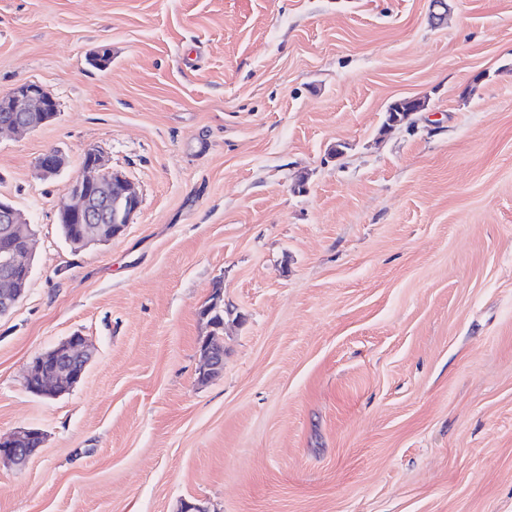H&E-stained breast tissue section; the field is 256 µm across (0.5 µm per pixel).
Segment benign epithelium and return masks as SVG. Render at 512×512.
Returning <instances> with one entry per match:
<instances>
[{
    "label": "benign epithelium",
    "instance_id": "7a95c632",
    "mask_svg": "<svg viewBox=\"0 0 512 512\" xmlns=\"http://www.w3.org/2000/svg\"><path fill=\"white\" fill-rule=\"evenodd\" d=\"M57 104L41 86L24 83L0 96V133L23 134L38 129L56 116ZM65 164L64 157L50 150L38 160L41 174L57 175ZM140 207V196L133 181L106 166L103 156L93 150L83 166V174L69 187L57 213L82 224L76 244L88 247L104 244L119 237ZM33 232L24 225L21 214L0 201V316L9 313L23 295V285L30 278L33 261ZM203 363L201 375L211 380L222 373L224 352L208 344L200 346ZM93 357V346L75 334L50 351L37 356L27 369V388L52 399L78 383ZM43 444V432L24 428L7 438L0 437V462L24 466L34 454L33 448H19L24 437Z\"/></svg>",
    "mask_w": 512,
    "mask_h": 512
}]
</instances>
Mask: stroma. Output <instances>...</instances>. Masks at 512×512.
<instances>
[{"label":"stroma","instance_id":"35a3bbf8","mask_svg":"<svg viewBox=\"0 0 512 512\" xmlns=\"http://www.w3.org/2000/svg\"><path fill=\"white\" fill-rule=\"evenodd\" d=\"M446 2L0 0V94L58 104L0 134L34 232L0 436L45 434L0 512H512V0ZM90 149L141 204L76 250L57 206ZM76 333L83 378L31 392ZM57 104L41 86L24 83L0 96V133L23 134L38 129L56 116ZM28 112L27 117L15 113ZM417 102L419 104L420 109H425V102L421 99H416L415 101L410 100L409 98L400 99L394 101L388 106V109L385 113V120L383 122V128H385L386 124L395 119H399L400 122H404L405 120H409L408 118L412 113L417 112ZM210 304V306H208ZM209 310L212 312L209 313ZM199 316L206 323L214 322L215 328L209 334L210 340L216 342V337L224 335V297L221 288H216L204 307L199 311ZM222 326V327H220ZM93 357V346L85 336L75 334L50 351L37 356L27 369V388L48 399L59 396L78 383ZM203 363L199 369L205 380H211L222 373L224 367V350L218 349V345L214 348L208 344H201ZM198 376V382L204 383L202 377Z\"/></svg>","mask_w":512,"mask_h":512}]
</instances>
